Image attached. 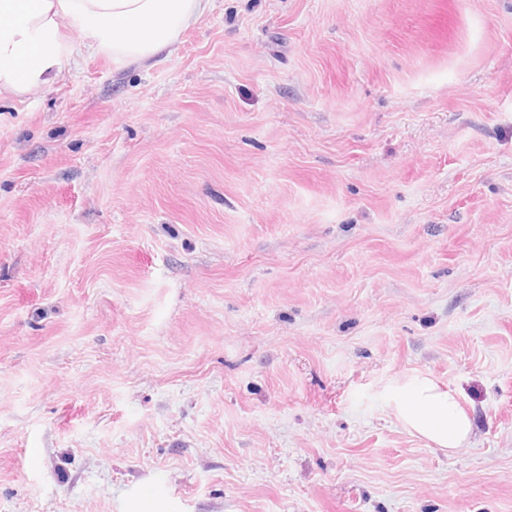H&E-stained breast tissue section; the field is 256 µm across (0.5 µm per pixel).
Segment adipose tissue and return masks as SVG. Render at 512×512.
<instances>
[{
	"instance_id": "ef3b65f1",
	"label": "adipose tissue",
	"mask_w": 512,
	"mask_h": 512,
	"mask_svg": "<svg viewBox=\"0 0 512 512\" xmlns=\"http://www.w3.org/2000/svg\"><path fill=\"white\" fill-rule=\"evenodd\" d=\"M212 0H0V94L22 95L55 83L64 60L104 51L146 62L171 50L210 11ZM77 31L64 42L61 26ZM385 394L411 435L454 454L471 441L473 422L460 393L439 379L397 378Z\"/></svg>"
}]
</instances>
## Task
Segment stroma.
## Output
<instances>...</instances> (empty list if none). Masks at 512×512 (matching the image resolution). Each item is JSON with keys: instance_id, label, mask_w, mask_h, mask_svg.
I'll return each instance as SVG.
<instances>
[{"instance_id": "stroma-1", "label": "stroma", "mask_w": 512, "mask_h": 512, "mask_svg": "<svg viewBox=\"0 0 512 512\" xmlns=\"http://www.w3.org/2000/svg\"><path fill=\"white\" fill-rule=\"evenodd\" d=\"M460 389L451 455L382 392ZM512 512V0H214L0 97V512Z\"/></svg>"}]
</instances>
